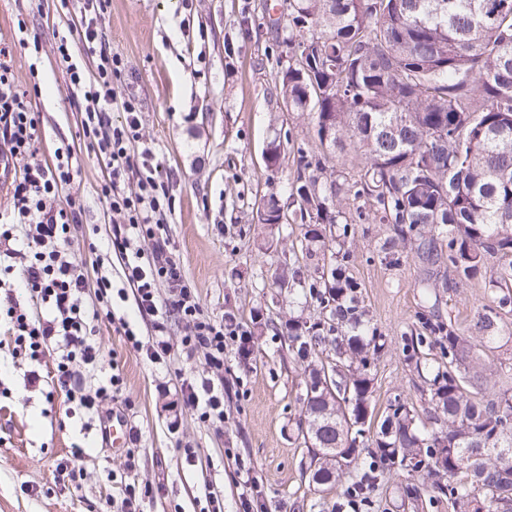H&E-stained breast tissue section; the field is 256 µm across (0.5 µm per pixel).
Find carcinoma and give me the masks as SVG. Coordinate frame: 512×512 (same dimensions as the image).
I'll return each instance as SVG.
<instances>
[{"instance_id":"obj_1","label":"carcinoma","mask_w":512,"mask_h":512,"mask_svg":"<svg viewBox=\"0 0 512 512\" xmlns=\"http://www.w3.org/2000/svg\"><path fill=\"white\" fill-rule=\"evenodd\" d=\"M323 39L304 77L279 79L288 111L311 115L321 151L300 156V218L307 245H326L327 226L366 199L392 225L384 249L412 257L418 286L482 280L492 288L473 325L419 317L403 352L429 395L421 419L400 396L382 415L373 370L384 337L355 305L344 247L309 284L330 308L325 319L290 318L281 335L307 360L298 438L314 486L370 498L378 472L422 473L404 489L418 500L448 499L454 512H512V395L475 355L512 338L500 310L512 302V0H288V49ZM322 89L317 97L315 88ZM361 158L358 179L326 172L336 151ZM334 352L325 362L319 353ZM336 407V420L322 414Z\"/></svg>"}]
</instances>
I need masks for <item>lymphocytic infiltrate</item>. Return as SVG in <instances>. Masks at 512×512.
Here are the masks:
<instances>
[{
  "label": "lymphocytic infiltrate",
  "mask_w": 512,
  "mask_h": 512,
  "mask_svg": "<svg viewBox=\"0 0 512 512\" xmlns=\"http://www.w3.org/2000/svg\"><path fill=\"white\" fill-rule=\"evenodd\" d=\"M79 13L81 53H73L68 35H59L56 52L63 65L74 102L82 112V134L95 144L108 160L109 176L99 194L109 205L116 219L112 226V244L125 254L123 274L133 286L135 302L141 315L151 317L154 341L148 354L152 362L163 361L170 354L168 324L170 316H178L190 327L184 342L186 354L204 350L210 372L199 381L182 388L185 403L201 411L204 419L220 423L224 420V341L237 336L233 325L205 316L194 292L189 288L183 269L173 257L168 238L157 227L165 212L173 210L174 202L161 183L155 179L151 147H142L138 158L129 154L138 142V99L119 92V82L126 69L120 56L112 54L98 28V20L106 0H74ZM8 47L0 46V148L11 158L24 159L9 183L13 203L12 223L29 225L30 231L22 249L11 250L12 262L7 272H20L30 296L46 310L44 317L33 318L17 310L13 297H5V313L12 324L16 352L29 360H39L48 345H55L59 359L56 384L64 390L68 401L93 408L92 398L79 386L75 365L96 367L102 361L100 345L93 337V322L101 309L88 310L81 303L87 286L79 265L68 259L65 248L72 228L81 221L84 211L79 193H66L74 173L71 164L58 160L50 166L38 160L35 119L28 106V92L16 84L3 56ZM97 56V76L86 81L82 55ZM125 114L121 125H113L112 111ZM136 172L139 190L126 193L124 179ZM152 240L150 257L131 251L133 239ZM170 289L168 298H160L158 283Z\"/></svg>",
  "instance_id": "1"
}]
</instances>
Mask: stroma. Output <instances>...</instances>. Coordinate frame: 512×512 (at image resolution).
Segmentation results:
<instances>
[{
  "instance_id": "stroma-1",
  "label": "stroma",
  "mask_w": 512,
  "mask_h": 512,
  "mask_svg": "<svg viewBox=\"0 0 512 512\" xmlns=\"http://www.w3.org/2000/svg\"><path fill=\"white\" fill-rule=\"evenodd\" d=\"M288 0H108L100 26L112 53L125 59L121 92L140 101L139 138L158 161L157 177L175 209L165 234L204 313L251 333L248 361L239 343L224 348V421H202L181 396L183 383L207 370L204 351L182 352L185 323L169 325V362L152 363L151 320L141 316L133 288L122 276L123 259L109 244L112 213L98 195L108 169L98 149L83 138L82 114L55 54L60 33L77 23L58 0H0V41L12 44L9 66L30 89L42 160L70 148L76 186L84 200L82 222L69 242L89 282L86 307L97 303V277L123 289L115 316L137 331L142 349L127 343L110 319L95 321V338L119 374L121 393L89 411L70 405L51 378L58 353L46 349L30 382L29 363L13 358L6 325L0 324V512H110L125 484L149 486L141 512H352L339 492H319L304 470L307 450L297 440L302 362L276 329L290 317L325 319L319 299L273 284L280 267L317 279L326 257L302 252L300 221L262 224L258 207L276 197L288 205L301 152L314 150L309 116L286 111L276 74L288 47L270 31L286 18ZM26 33H19L18 22ZM280 138L279 165L268 168L264 149ZM350 256L345 272L359 285L358 305L384 336L374 369L373 403L383 413L394 396L424 411L422 381L403 353L427 299L417 286L412 259L383 248L388 225L371 212L346 210ZM485 288L475 281L437 289L440 312L457 325L471 324ZM124 417L136 442L113 449L103 427ZM85 453L79 487L63 482L57 465L73 446ZM195 464H187V452ZM400 467L380 472L362 512H453L447 499L431 505L405 501L402 490L419 483Z\"/></svg>"
}]
</instances>
